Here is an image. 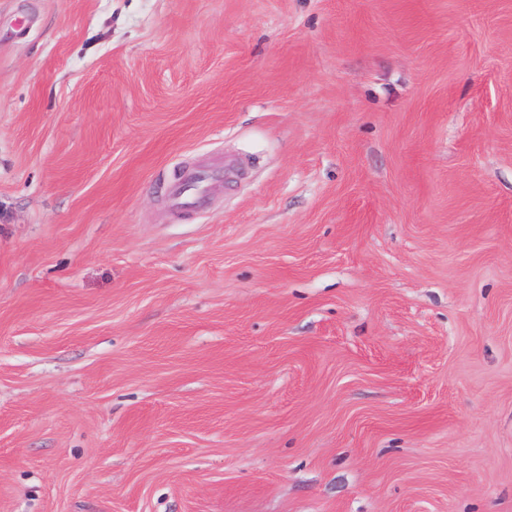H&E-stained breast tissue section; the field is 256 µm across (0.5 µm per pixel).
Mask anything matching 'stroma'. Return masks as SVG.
<instances>
[{"mask_svg": "<svg viewBox=\"0 0 512 512\" xmlns=\"http://www.w3.org/2000/svg\"><path fill=\"white\" fill-rule=\"evenodd\" d=\"M0 512H512V0H0Z\"/></svg>", "mask_w": 512, "mask_h": 512, "instance_id": "obj_1", "label": "stroma"}]
</instances>
